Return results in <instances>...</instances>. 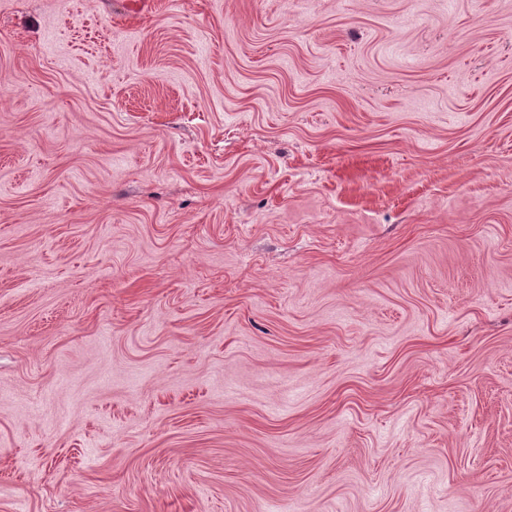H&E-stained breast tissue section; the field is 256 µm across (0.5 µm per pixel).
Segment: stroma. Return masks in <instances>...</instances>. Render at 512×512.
<instances>
[{"label":"stroma","instance_id":"1","mask_svg":"<svg viewBox=\"0 0 512 512\" xmlns=\"http://www.w3.org/2000/svg\"><path fill=\"white\" fill-rule=\"evenodd\" d=\"M0 512H512V0H0Z\"/></svg>","mask_w":512,"mask_h":512}]
</instances>
